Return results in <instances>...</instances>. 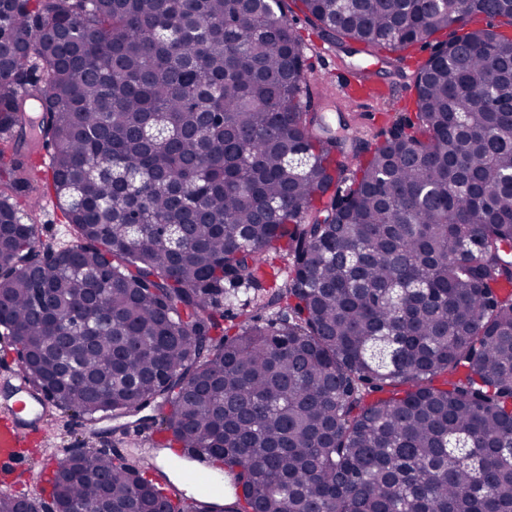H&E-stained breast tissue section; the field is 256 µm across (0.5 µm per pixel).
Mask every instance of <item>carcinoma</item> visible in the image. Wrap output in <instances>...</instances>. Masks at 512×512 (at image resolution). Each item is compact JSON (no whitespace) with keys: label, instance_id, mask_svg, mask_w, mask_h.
<instances>
[{"label":"carcinoma","instance_id":"1","mask_svg":"<svg viewBox=\"0 0 512 512\" xmlns=\"http://www.w3.org/2000/svg\"><path fill=\"white\" fill-rule=\"evenodd\" d=\"M297 2L397 69L430 48L415 119L353 167L286 0L0 3V254L39 245L20 194L53 189L79 238L0 270V325L56 411L169 408L166 447L224 467L255 512H512V98H480L512 84V0ZM30 101L49 179L4 147ZM270 251L292 270L268 287ZM228 286L268 318L224 325ZM53 498L184 512L100 451Z\"/></svg>","mask_w":512,"mask_h":512}]
</instances>
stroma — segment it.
<instances>
[{
    "mask_svg": "<svg viewBox=\"0 0 512 512\" xmlns=\"http://www.w3.org/2000/svg\"><path fill=\"white\" fill-rule=\"evenodd\" d=\"M292 26L305 45V53L312 66L310 88L313 106L325 113L331 127L346 123L349 130L358 131L366 145H374L388 136L392 127L407 117H414V92L405 78L382 58L365 54L350 55L332 44L313 28L301 11H294ZM357 70L369 67L376 82L392 86L394 93L388 98L366 104L352 105L333 93L325 84L324 77L336 65ZM137 417H107L88 424H81L79 417L54 416L42 448L33 449L26 469L21 470V485L29 492L39 494L43 504H51L49 491L41 489L37 481L38 471L51 465L46 455L50 448H103L110 447L119 453H127L133 446V434Z\"/></svg>",
    "mask_w": 512,
    "mask_h": 512,
    "instance_id": "35a3bbf8",
    "label": "stroma"
}]
</instances>
